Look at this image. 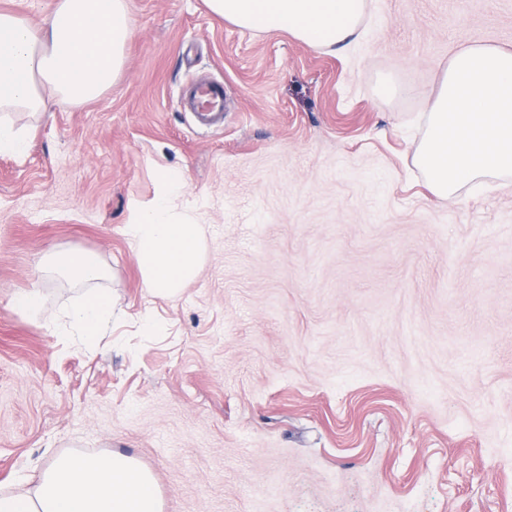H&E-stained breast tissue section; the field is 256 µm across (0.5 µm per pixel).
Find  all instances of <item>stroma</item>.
Returning <instances> with one entry per match:
<instances>
[{"instance_id": "1", "label": "stroma", "mask_w": 512, "mask_h": 512, "mask_svg": "<svg viewBox=\"0 0 512 512\" xmlns=\"http://www.w3.org/2000/svg\"><path fill=\"white\" fill-rule=\"evenodd\" d=\"M130 15L107 92L10 115L28 151L0 155V490L116 451L163 512H512V177L446 200L414 165L449 58L512 49V0H370L336 52L204 0ZM200 80L224 85L221 127L180 104ZM160 167L205 237L173 298L124 232ZM79 249L119 300L88 342L62 333L85 286L43 272ZM36 284L41 313H15Z\"/></svg>"}]
</instances>
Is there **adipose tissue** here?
I'll list each match as a JSON object with an SVG mask.
<instances>
[{
	"label": "adipose tissue",
	"instance_id": "ef3b65f1",
	"mask_svg": "<svg viewBox=\"0 0 512 512\" xmlns=\"http://www.w3.org/2000/svg\"><path fill=\"white\" fill-rule=\"evenodd\" d=\"M214 15L244 29L285 32L315 50L346 49L368 16V0H206ZM133 37L128 0H56L50 17L32 27L0 11V153L23 154L26 141L6 113L48 111L56 100L102 96L121 75ZM156 193L138 207L125 234L149 292L171 296L201 265L200 225L179 221L171 207L184 189L166 170ZM50 269L90 293L66 312L78 335L97 336L117 302L101 289L99 252L52 256ZM0 512H161L152 475L121 453L64 455L31 488L0 494Z\"/></svg>",
	"mask_w": 512,
	"mask_h": 512
}]
</instances>
